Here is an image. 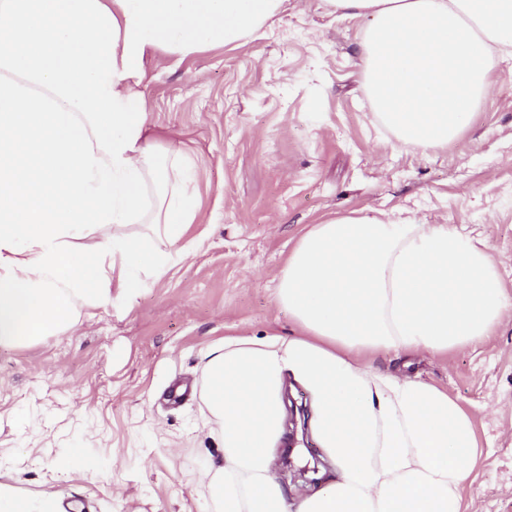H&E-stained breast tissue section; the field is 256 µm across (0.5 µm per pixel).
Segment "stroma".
Instances as JSON below:
<instances>
[{"label": "stroma", "mask_w": 512, "mask_h": 512, "mask_svg": "<svg viewBox=\"0 0 512 512\" xmlns=\"http://www.w3.org/2000/svg\"><path fill=\"white\" fill-rule=\"evenodd\" d=\"M366 19L287 0L239 42L157 51L140 90L159 152L179 139L199 206L176 263L63 334L0 348V496L31 512H208L223 459L196 390L226 335L294 331L275 298L310 225L380 212L450 224L487 246L512 293V60L469 126L433 148L384 128L359 42ZM381 370L446 388L471 414L466 512H512V314L476 348L378 354Z\"/></svg>", "instance_id": "stroma-1"}]
</instances>
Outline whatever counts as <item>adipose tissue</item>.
I'll return each mask as SVG.
<instances>
[{"label":"adipose tissue","instance_id":"1","mask_svg":"<svg viewBox=\"0 0 512 512\" xmlns=\"http://www.w3.org/2000/svg\"><path fill=\"white\" fill-rule=\"evenodd\" d=\"M284 2L0 0V347L65 333L170 268L155 241L181 239L198 200L181 149L156 152L145 63L243 40ZM325 3L371 20L360 51L379 117L419 147L464 130L500 77L495 53L512 56V0ZM276 298L293 335L228 336L206 356L214 512H462L470 415L372 357L483 343L512 311L491 255L446 224L346 215L301 235ZM289 379L333 473L297 501L271 474Z\"/></svg>","mask_w":512,"mask_h":512}]
</instances>
